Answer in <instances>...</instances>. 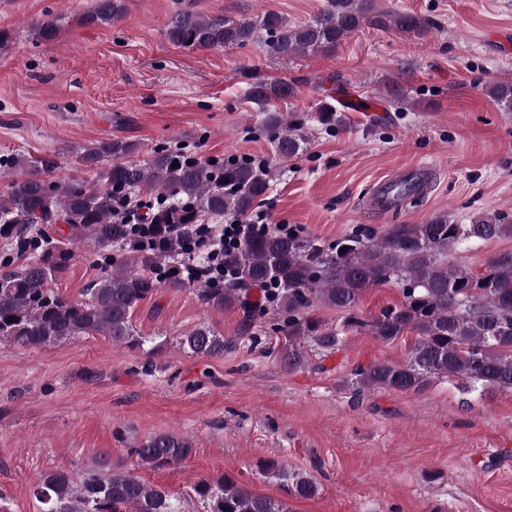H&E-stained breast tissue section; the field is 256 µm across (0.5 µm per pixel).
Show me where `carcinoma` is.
<instances>
[{
	"mask_svg": "<svg viewBox=\"0 0 512 512\" xmlns=\"http://www.w3.org/2000/svg\"><path fill=\"white\" fill-rule=\"evenodd\" d=\"M126 13L124 0H94L83 17L89 25L115 24ZM371 27L409 37L431 33L432 22L396 9L379 10L373 0H324L323 7L304 23L276 12L259 23L249 19L209 16L191 8L175 13L166 28L169 41L192 50L243 48L266 35L269 51L280 57L331 53L352 33ZM36 38L49 42L58 35L52 19L33 24ZM249 98L266 113L273 131V151L286 162L303 151L305 122L272 107L295 94L293 83L249 73ZM490 97L512 111V80H496ZM313 121L330 127L340 122L336 105L325 100ZM130 141H94L82 147L79 159L95 178L62 181L52 176L54 162L37 166L25 156L9 167L26 175L14 179L0 195V240L24 245L36 224H66L81 241L124 254L111 256L100 275L83 293L69 300L52 288L62 266L63 249L46 239L32 251L20 270L0 277V343L40 347L81 336H104L116 346L140 349L144 340L132 318L140 301L162 279L179 284L168 265L181 252V242L169 237L167 225L200 224L205 217L248 216L267 195L272 168L246 160L211 164L159 147L143 160ZM146 197L145 212L134 221L151 224L154 240L144 248L132 244L128 224L113 217L116 201ZM512 237V216L492 214L469 224H453L438 213L423 224H389L383 230L357 229L326 242L298 231H250L239 248L224 253L227 276L222 283H202L201 304L209 309L238 307L244 326L277 310L273 331L281 334L282 362L290 369L304 363L301 344L332 352L348 331H366L390 343L413 333L415 340L402 362L375 361L357 366L350 390L356 395L375 390L420 392L434 380L457 381L473 393L486 387L512 390V251L490 257L479 272L448 260V253L494 238ZM394 284L399 303L364 319L358 313L362 295L378 285ZM341 313L332 326L313 317L318 306ZM202 325L177 340L194 356L221 358L235 347ZM193 452L189 438L173 432L156 433L130 449L142 466L162 469L186 460ZM260 471L283 482L288 494L309 498L318 492L308 474L268 458ZM205 512H288L283 505L259 497L237 480L205 477L193 487ZM34 495L43 512H183L181 500L162 487H152L103 453L93 466L76 476L42 471Z\"/></svg>",
	"mask_w": 512,
	"mask_h": 512,
	"instance_id": "1",
	"label": "carcinoma"
}]
</instances>
